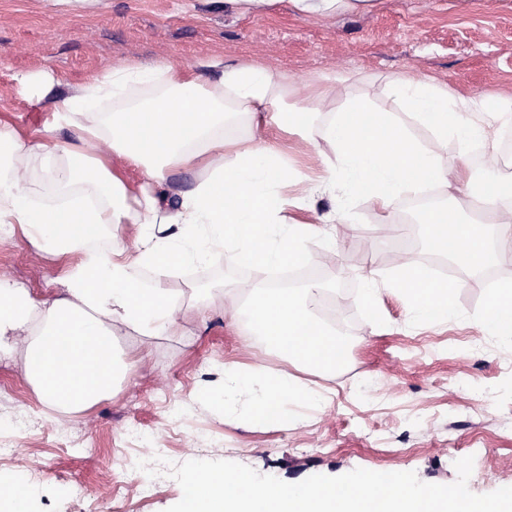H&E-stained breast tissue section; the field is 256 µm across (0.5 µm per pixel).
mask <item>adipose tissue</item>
<instances>
[{
	"label": "adipose tissue",
	"instance_id": "ef3b65f1",
	"mask_svg": "<svg viewBox=\"0 0 512 512\" xmlns=\"http://www.w3.org/2000/svg\"><path fill=\"white\" fill-rule=\"evenodd\" d=\"M162 76L166 95L113 112L108 130L81 125L90 98L121 97L133 83ZM393 85L419 122L436 135L440 146L456 142L467 151L473 140L484 146V166L500 167L497 144L481 122L491 116L512 123V102L490 106L447 86L402 76ZM328 83H280L273 72L252 65H228L209 57L190 66L158 63L149 67L125 62L92 77L55 111L53 123L78 131L76 141L58 155L52 178L60 193L56 204L41 203L33 193L29 158L46 151L42 142L25 141L12 127L0 124V235L21 230L39 254L57 259L78 254L57 283L60 293L39 298L0 276V360L25 344V378L43 406L78 414L111 398L116 381L130 380L142 360L118 353L113 337L130 331L141 336L171 335L183 322L205 323L215 310L212 295L199 294L186 306L162 281L142 285L131 268L168 272L203 261L229 246L240 265L270 267L305 262L304 241L317 226L289 223L288 201L279 192L288 180L283 152L275 143L255 136L232 137L220 96L232 97L238 114L260 125L272 100H282L272 113L275 125L294 127L310 139L311 119L325 112L331 97ZM326 176L322 188L343 182L348 192L366 196L389 208L396 196L416 193L424 185L463 182V172L449 174L423 151L394 113L375 111L362 100L337 113L324 130ZM142 169L151 182L168 171L203 168L193 187L178 192L163 206L148 192L131 196L121 169ZM484 197L494 208L491 225L476 224L458 212L436 208L422 221L430 243L461 268L486 272L512 256V181L491 182ZM115 224H140L144 235L135 248L121 240L99 248L106 229ZM408 303L412 322L453 321L458 310L451 287L433 281L413 263H400L393 277ZM313 288L257 287L249 319L255 333L280 357L320 370L333 369L347 344L326 329L308 308ZM493 335L512 339V282L498 284L482 318ZM227 392L251 393L253 417L287 424L289 398L321 402L320 393L301 390L290 377L264 368H224Z\"/></svg>",
	"mask_w": 512,
	"mask_h": 512
}]
</instances>
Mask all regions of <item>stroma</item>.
<instances>
[{
    "instance_id": "1",
    "label": "stroma",
    "mask_w": 512,
    "mask_h": 512,
    "mask_svg": "<svg viewBox=\"0 0 512 512\" xmlns=\"http://www.w3.org/2000/svg\"><path fill=\"white\" fill-rule=\"evenodd\" d=\"M213 56L269 68L286 85L337 76L311 144L274 125L262 131L283 151L292 178L281 193L288 198L303 196L323 174L319 143L333 113L365 95L376 111L396 113L441 166L465 168L467 181L477 183L486 172L463 165L456 144L440 149L390 80L404 74L469 97H512V0H376L371 11L330 16L299 15L290 0H274L261 14L238 12L225 0H0V123L62 145L73 141V129L48 132L45 124L64 98L108 65L188 66ZM407 202L402 195L381 210L364 196L330 190L313 209L287 211L289 221L315 222L346 210L334 224L335 246L320 235L305 244L310 263L322 270L320 283L352 323L341 370L281 359L248 320L225 317L231 307L247 312L261 281L245 276L225 250L209 256L198 275L182 269L164 279L166 288L186 295L215 291L219 315L177 336L119 339L120 350L147 358L112 399L61 420L45 412L20 361L0 363V437L16 458L0 464V473L19 463L29 467L25 512H97L101 497L110 512H166L177 503L182 489L170 476L141 502L144 476L129 459L124 434L133 422L172 463L228 460L287 483L363 468L412 471L421 481L450 484L455 461L470 456L473 493L512 485V347L482 323L494 295L488 279L464 275L453 293L458 319L422 326L411 322L401 292L379 284L382 320L370 322L361 271L383 276L430 249L422 224L403 215ZM61 269V261L40 255L23 234L0 237V274L35 296L56 295L50 280ZM228 364L292 376L324 401L288 400L293 419L285 426L256 423L243 394L216 415L201 393L222 389ZM18 410L31 424L14 431L8 419ZM77 483L88 487L89 500L69 496Z\"/></svg>"
}]
</instances>
